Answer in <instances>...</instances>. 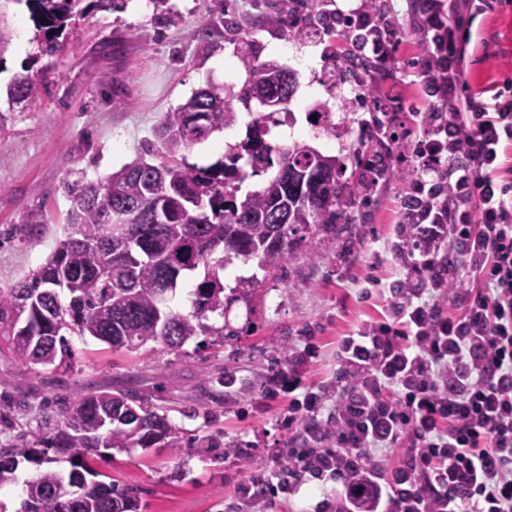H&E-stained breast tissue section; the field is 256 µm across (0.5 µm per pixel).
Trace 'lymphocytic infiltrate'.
Segmentation results:
<instances>
[{
	"label": "lymphocytic infiltrate",
	"instance_id": "lymphocytic-infiltrate-1",
	"mask_svg": "<svg viewBox=\"0 0 512 512\" xmlns=\"http://www.w3.org/2000/svg\"><path fill=\"white\" fill-rule=\"evenodd\" d=\"M423 30L417 75L450 92L462 53L441 0H424ZM424 120L411 184L426 201L391 250L403 275L387 290L390 317L340 339L334 382L307 386L293 364L277 376L305 445L257 498L311 477L334 484L318 512H512V187L497 175L512 99L469 98ZM460 272L470 285L452 289Z\"/></svg>",
	"mask_w": 512,
	"mask_h": 512
}]
</instances>
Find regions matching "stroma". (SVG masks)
<instances>
[{
  "instance_id": "obj_1",
  "label": "stroma",
  "mask_w": 512,
  "mask_h": 512,
  "mask_svg": "<svg viewBox=\"0 0 512 512\" xmlns=\"http://www.w3.org/2000/svg\"><path fill=\"white\" fill-rule=\"evenodd\" d=\"M380 19L397 29L394 61L371 72L349 70L342 54L351 42L340 34L306 40L292 35L307 0H168L174 22L159 18L151 0H124L92 8L72 26L50 60L45 93L9 106L4 89L37 51L25 5L0 0L15 38L0 59V290L42 266L62 237L70 207L65 183L94 182L131 162L145 142H157L165 112L212 81L242 87L248 73L238 58V38L248 35L260 60L294 69L298 89L277 118L288 126L279 146L306 137L323 153L349 156L362 146L354 176L362 186L336 233L316 252L294 250L285 269L264 276L249 300L230 302L214 325L231 336H200L181 348L148 343L115 350L88 336L69 339V371L25 364L0 339V403L8 424L0 444L34 429L59 403L87 390H130L164 411L191 445L173 448H110L97 470L137 488L139 512H314L325 482L317 479L293 494L263 504L248 495L260 469L274 466L292 441L283 425L291 402L286 392L269 395L271 378L286 369L292 353L313 356L302 366L305 382L324 386L336 378V349L344 334L388 311L382 294L399 274L386 247L403 221L413 168L403 143L425 136L418 115L442 112L446 97L431 93L416 75L424 35L417 0H380ZM458 16L462 76L451 98L512 96V0H473ZM217 20L210 38L203 23ZM363 87L356 114L335 110L336 135L314 133L308 113L333 105L342 82ZM215 132L185 157L206 166L244 138L249 120ZM381 120L392 136L390 158L376 170L372 135ZM216 447H207L208 439ZM242 448L224 458L221 448Z\"/></svg>"
}]
</instances>
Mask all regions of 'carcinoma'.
Instances as JSON below:
<instances>
[{"label": "carcinoma", "mask_w": 512, "mask_h": 512, "mask_svg": "<svg viewBox=\"0 0 512 512\" xmlns=\"http://www.w3.org/2000/svg\"><path fill=\"white\" fill-rule=\"evenodd\" d=\"M25 3L35 28L38 54L7 87L10 103L32 99L49 86V65L69 34L72 20L88 14L84 0H15ZM239 57L248 72L243 89L206 84L165 113L162 150L150 144L131 162L93 183L65 186L71 199L68 233L45 264L5 292L0 291V337L28 364L64 366L67 337L92 336L114 349L161 342L171 349L197 336L234 335L224 317V269L231 259L255 260L263 270L288 263L294 249L336 231V215L347 212L355 192L345 178V160L303 141L269 143L273 115L296 92L289 70L275 75L258 61L243 37ZM277 102L248 126L245 138L227 146L215 163L199 167L185 153L216 131L237 122L234 102ZM253 169L277 167L259 189L241 194ZM204 269L195 285L194 311L182 314L170 302L178 283ZM260 282L236 279L231 294L251 295ZM0 447V489L16 483L21 462L36 466L25 481L23 512H136L132 486L103 479L93 457L100 449H181L182 437L166 415L129 393H88L61 408L32 433ZM66 463L62 469L59 464Z\"/></svg>", "instance_id": "1"}]
</instances>
